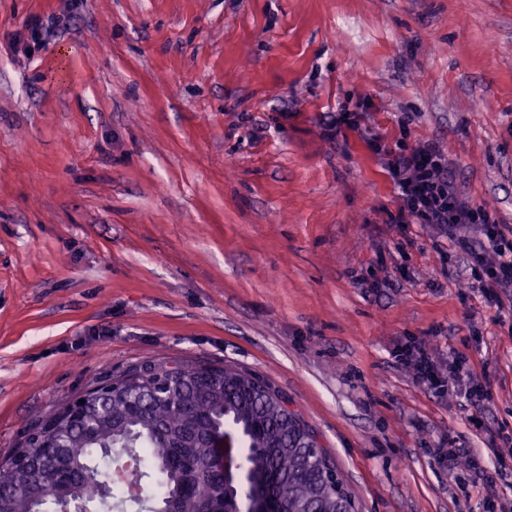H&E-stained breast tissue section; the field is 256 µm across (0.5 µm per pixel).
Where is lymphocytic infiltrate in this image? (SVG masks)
Here are the masks:
<instances>
[{
	"label": "lymphocytic infiltrate",
	"mask_w": 512,
	"mask_h": 512,
	"mask_svg": "<svg viewBox=\"0 0 512 512\" xmlns=\"http://www.w3.org/2000/svg\"><path fill=\"white\" fill-rule=\"evenodd\" d=\"M369 145L381 156L401 201L395 223L439 225L451 246L471 257L486 300L501 305L500 289L512 288V233H505L488 211L461 196L448 158L435 142L391 147L375 137ZM414 369L419 379L433 387L453 390L468 383L470 402L485 396L481 386L471 384L463 356L453 357L443 371L421 352L414 359Z\"/></svg>",
	"instance_id": "obj_1"
}]
</instances>
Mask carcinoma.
<instances>
[{
	"instance_id": "obj_1",
	"label": "carcinoma",
	"mask_w": 512,
	"mask_h": 512,
	"mask_svg": "<svg viewBox=\"0 0 512 512\" xmlns=\"http://www.w3.org/2000/svg\"><path fill=\"white\" fill-rule=\"evenodd\" d=\"M99 391L84 419L55 432L58 447L26 444L31 467L0 462V512H47L48 503L89 502L90 487L106 502L123 493L102 482L110 448H140L162 489L157 512H200L209 498L238 512V481L210 468L211 435L238 440L237 469L272 512H353L351 498L302 416L270 385L236 367L143 364Z\"/></svg>"
}]
</instances>
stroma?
Listing matches in <instances>:
<instances>
[{"mask_svg":"<svg viewBox=\"0 0 512 512\" xmlns=\"http://www.w3.org/2000/svg\"><path fill=\"white\" fill-rule=\"evenodd\" d=\"M373 135L436 142L512 229V0H0V458L131 366L229 364L356 512H482L433 450L512 452V314L438 226L391 223ZM466 360L462 355H457L448 360V374L438 368L437 364L423 351L418 352L414 358V369L419 379L428 382L430 386L445 388L448 386V392L455 390L462 382L472 383L467 391V399L474 405H478L485 397V392L481 386L475 384L476 379L470 375L467 369H464Z\"/></svg>","mask_w":512,"mask_h":512,"instance_id":"35a3bbf8","label":"stroma"}]
</instances>
